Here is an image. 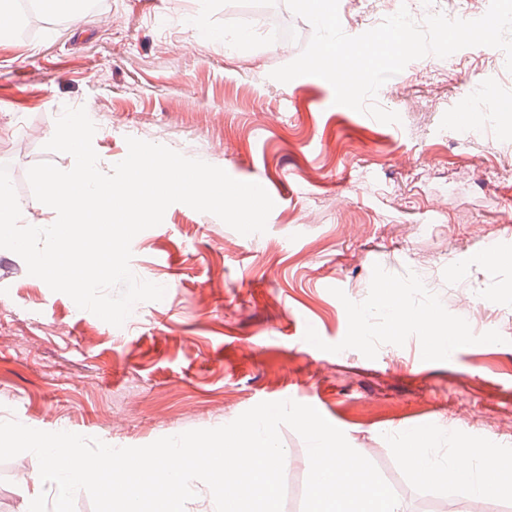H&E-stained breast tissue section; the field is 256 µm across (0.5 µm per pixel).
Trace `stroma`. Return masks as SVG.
Wrapping results in <instances>:
<instances>
[{
  "instance_id": "obj_1",
  "label": "stroma",
  "mask_w": 512,
  "mask_h": 512,
  "mask_svg": "<svg viewBox=\"0 0 512 512\" xmlns=\"http://www.w3.org/2000/svg\"><path fill=\"white\" fill-rule=\"evenodd\" d=\"M253 0H86L80 23L40 9L0 43V164L21 222L53 224L26 173L71 155L45 150L64 108L101 115L102 172L127 137L165 145L279 195L262 234L244 236L175 203L132 241L130 267L165 287L122 326L79 309L0 249V421L113 447L216 428L264 401L315 407L385 481L469 504L422 480L404 449L438 461L459 446L512 466V74L464 48L409 63L379 90L384 124L335 104L315 76L271 77L280 52ZM484 95L460 108L474 81ZM431 306L463 333L394 329L378 304ZM33 453L0 462V512H28L54 486L25 481Z\"/></svg>"
}]
</instances>
